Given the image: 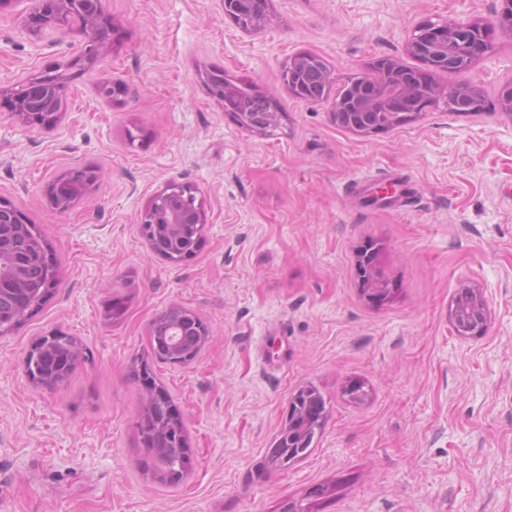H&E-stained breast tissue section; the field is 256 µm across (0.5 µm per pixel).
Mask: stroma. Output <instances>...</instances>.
<instances>
[{"mask_svg": "<svg viewBox=\"0 0 512 512\" xmlns=\"http://www.w3.org/2000/svg\"><path fill=\"white\" fill-rule=\"evenodd\" d=\"M29 0L0 7V88L60 71L66 109L50 128L0 110V199L36 225L59 284L0 334V512H512V30L473 66L493 108L432 109L362 135L329 100L291 93L289 59L320 56L342 80L406 52L425 17L497 22L501 0H271L241 30L222 0H103L112 42L91 68L83 35L31 31ZM212 72L272 97L269 135L239 126L207 85ZM120 81L107 103L97 84ZM98 173L73 209L48 184ZM193 187L206 214L197 253L154 254L139 222L167 184ZM380 249L389 298L357 274ZM488 301L484 333L456 335L462 286ZM126 309L107 320L113 302ZM210 337L190 363L157 361L150 327L171 307ZM59 331L83 357L54 390L23 359ZM151 367L188 428L190 467L175 487L144 465L137 436ZM367 395L345 393L352 382ZM313 386L325 421L309 455L263 473L291 395ZM70 176H82L89 185L97 179V174L94 170L80 169L53 181L47 188V197L51 207L55 210L66 211L78 201L77 199H73L72 196H69L67 192L61 191V185H63Z\"/></svg>", "mask_w": 512, "mask_h": 512, "instance_id": "stroma-1", "label": "stroma"}]
</instances>
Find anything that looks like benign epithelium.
<instances>
[{
  "label": "benign epithelium",
  "mask_w": 512,
  "mask_h": 512,
  "mask_svg": "<svg viewBox=\"0 0 512 512\" xmlns=\"http://www.w3.org/2000/svg\"><path fill=\"white\" fill-rule=\"evenodd\" d=\"M32 11L27 24L33 29H60L71 25L73 19L80 21V30L96 32V37L84 42L76 63L84 67L95 63L104 53L108 34L103 26L102 0H32ZM503 9L498 25L512 29V0H502ZM239 0H224V15L239 24V28L255 30L264 19L246 23L235 16ZM496 25V26H498ZM496 26L478 21L423 20L415 26L407 43L409 55L419 60L423 67L413 68L393 58L377 57L370 63L371 74L350 79L343 84L330 105L336 124L353 131L370 134L381 130L379 126H368L373 113L396 124L415 117L428 109L454 107V96L448 87L441 85L436 75L440 72H455L465 75L473 63L489 55L493 50ZM310 60L306 54L290 58L282 78L295 95L316 101L295 81L294 73L304 62ZM213 97L224 103V110L231 113L238 123L249 130L268 132L279 120L277 107L267 114V122H256L245 105L238 99L235 88L222 80L210 77ZM471 100L475 112L485 110L486 101L481 86L465 79L460 84ZM66 94L63 78L49 72L27 75L7 91L0 90V106L14 113L27 124L51 125L57 121L60 110L54 108V100ZM67 180L63 176L47 188L51 207L66 211L76 200L61 190ZM142 224H165L167 229L180 237L200 241L205 217L192 189L178 185H167L151 200L140 216ZM379 254L370 251L358 261L359 278L370 295L383 292L384 282L379 274ZM456 335L473 336L483 332L488 321V306L483 294L475 288H464L460 299L455 301L450 313ZM268 466L284 471L299 457L288 452L282 454L269 450Z\"/></svg>",
  "instance_id": "7a95c632"
}]
</instances>
